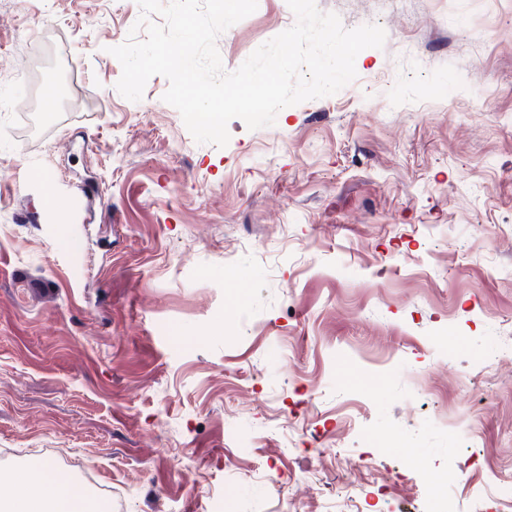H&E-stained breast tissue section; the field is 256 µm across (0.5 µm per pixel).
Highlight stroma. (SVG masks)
Returning <instances> with one entry per match:
<instances>
[{
  "label": "stroma",
  "instance_id": "1",
  "mask_svg": "<svg viewBox=\"0 0 512 512\" xmlns=\"http://www.w3.org/2000/svg\"><path fill=\"white\" fill-rule=\"evenodd\" d=\"M316 4L384 46L219 148L166 77L117 90L137 0H0V471L51 449L112 512H504L512 0ZM295 21L258 0L224 69Z\"/></svg>",
  "mask_w": 512,
  "mask_h": 512
}]
</instances>
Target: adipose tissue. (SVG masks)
<instances>
[{"mask_svg": "<svg viewBox=\"0 0 512 512\" xmlns=\"http://www.w3.org/2000/svg\"><path fill=\"white\" fill-rule=\"evenodd\" d=\"M0 512H95L87 489L51 463L0 478Z\"/></svg>", "mask_w": 512, "mask_h": 512, "instance_id": "obj_1", "label": "adipose tissue"}]
</instances>
